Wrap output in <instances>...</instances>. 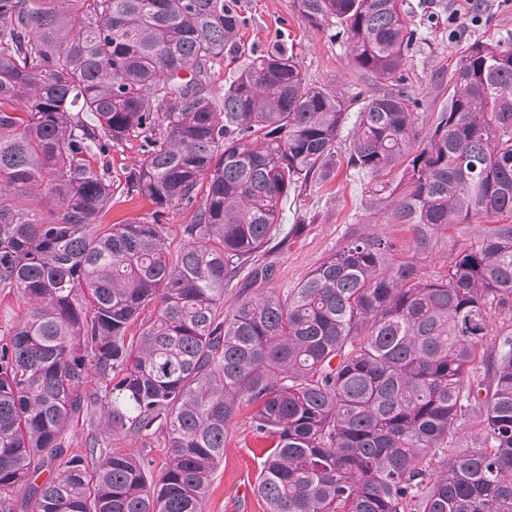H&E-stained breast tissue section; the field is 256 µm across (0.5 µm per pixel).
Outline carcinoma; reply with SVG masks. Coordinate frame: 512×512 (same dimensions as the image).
I'll use <instances>...</instances> for the list:
<instances>
[{"mask_svg": "<svg viewBox=\"0 0 512 512\" xmlns=\"http://www.w3.org/2000/svg\"><path fill=\"white\" fill-rule=\"evenodd\" d=\"M298 4L386 87L314 85L277 44L217 95L237 0H0V291L29 310L0 344V512L22 486L32 512H203L244 406L273 440L255 487L267 512H512V328L479 354L512 307V38L467 48L424 128L403 0ZM354 106L364 223L405 224L411 245L354 234L297 287L224 311L238 274L286 241L288 191L335 176ZM130 137L143 158L126 197L155 211L104 224L101 159ZM173 206L192 212L174 252L158 222ZM461 225L472 236L444 271L423 272ZM472 413L483 438L462 448ZM79 419L99 435L68 457ZM159 430L156 480L103 439Z\"/></svg>", "mask_w": 512, "mask_h": 512, "instance_id": "obj_1", "label": "carcinoma"}]
</instances>
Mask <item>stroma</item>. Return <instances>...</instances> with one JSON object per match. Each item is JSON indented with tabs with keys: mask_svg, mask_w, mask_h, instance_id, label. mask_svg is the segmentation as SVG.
<instances>
[{
	"mask_svg": "<svg viewBox=\"0 0 512 512\" xmlns=\"http://www.w3.org/2000/svg\"><path fill=\"white\" fill-rule=\"evenodd\" d=\"M238 5L248 20L242 36L245 45L264 50L276 42L283 44L313 84L337 87L349 96L359 91L368 95L375 89L373 78L350 66V45L337 36L335 23L311 26L293 0H238ZM405 7L419 33L409 51L405 73L410 92L422 99L426 112L439 111L446 102L448 80L471 43L497 41L512 34V6L504 7L499 0H482L481 10L474 16L462 10L459 0H405ZM142 156V142L137 138L107 153L109 177L117 189L103 223L153 212L150 201L127 200L121 191L128 172ZM365 200L363 179L343 164L331 181L323 184L314 180L290 193L280 213L288 241L259 257L260 264L274 268L270 287L282 292L296 287L324 257L342 246L358 231ZM269 446V441L253 430L250 409H242L230 424L224 460L214 475L203 512H266L254 486ZM111 447L142 457L155 474L167 461L166 440L159 432L145 438L116 434Z\"/></svg>",
	"mask_w": 512,
	"mask_h": 512,
	"instance_id": "1",
	"label": "stroma"
}]
</instances>
